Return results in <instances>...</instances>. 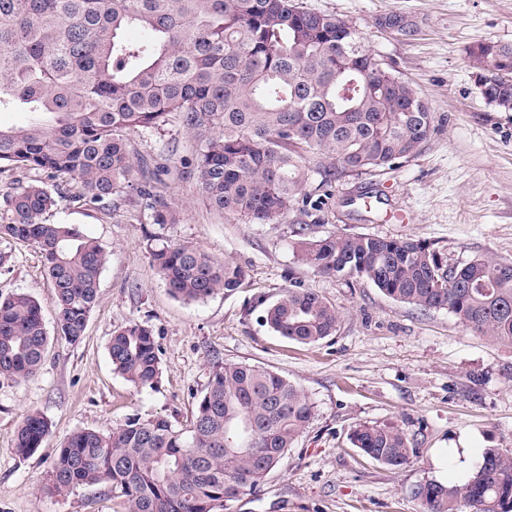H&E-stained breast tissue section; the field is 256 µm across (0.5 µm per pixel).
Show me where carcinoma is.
Wrapping results in <instances>:
<instances>
[{"instance_id": "cac0c4a2", "label": "carcinoma", "mask_w": 512, "mask_h": 512, "mask_svg": "<svg viewBox=\"0 0 512 512\" xmlns=\"http://www.w3.org/2000/svg\"><path fill=\"white\" fill-rule=\"evenodd\" d=\"M136 27L142 39L130 41ZM474 62L512 69V45L479 42ZM484 98L512 110V82L489 81ZM33 115L0 127V173H35L3 195L0 239L34 244L54 286L58 332L79 342L98 300L108 252L76 226L50 220L56 205L42 177L73 182L93 206L132 187L143 211L166 224L158 169L134 160L127 131L158 133L175 114L195 143L200 189L220 212L252 224L277 221L299 204L314 175L330 188L336 170L376 173L415 156L434 131L417 90L387 69L346 20L302 0H0V109ZM326 154L335 170L311 165ZM293 251L318 275L371 283L420 311L445 310L469 331L512 341V262L453 261L425 240L336 234L303 227ZM157 275L177 297L200 301L241 287L245 270L192 243L150 248ZM277 334L312 344L336 333L339 311L316 290L290 285L264 309ZM48 345L41 304L0 297V379L36 376ZM112 370L137 389L161 375L153 330L130 323L112 333ZM314 415L310 398L258 365L210 372L190 423L129 417L108 431L79 429L55 450L46 483L66 496L105 485L126 512H225L256 493ZM51 423L27 414L16 452L41 447ZM365 457L392 467L417 454L396 424H359L350 434ZM420 512H512V455L487 448L464 483L413 487Z\"/></svg>"}]
</instances>
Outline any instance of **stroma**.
<instances>
[{
    "instance_id": "stroma-1",
    "label": "stroma",
    "mask_w": 512,
    "mask_h": 512,
    "mask_svg": "<svg viewBox=\"0 0 512 512\" xmlns=\"http://www.w3.org/2000/svg\"><path fill=\"white\" fill-rule=\"evenodd\" d=\"M354 26L366 46L409 81L434 116L435 130L407 162L373 174L337 176L319 209L297 207L271 224H251L213 210L185 167L194 142L180 118L159 133L128 131L137 153L162 172L156 190L174 220L150 224L136 193L103 210L66 185L58 220L76 225L110 253L97 305L80 342L57 334L54 288L37 247L0 241V296L37 299L48 334L31 381H0V512H125L105 486L48 494L56 448L78 429L106 432L132 416L189 424L214 364L267 368L297 385L314 415L259 493L231 512H419V483L461 482L484 449L512 453V342L466 330L447 311L422 312L372 284L320 276L298 263L297 231L414 238L447 247L450 257L512 262V111L482 96L470 48L512 45V0H303ZM385 15L409 20L408 35L379 26ZM189 242L245 268L230 294L201 301L174 297L156 274L151 241ZM312 288L336 307L335 335L312 344L288 340L262 320L264 307L289 285ZM149 325L160 349L155 389L137 390L112 371L113 331ZM52 424L29 457L14 447L23 417ZM361 423L397 424L419 454L394 468L366 459L349 441Z\"/></svg>"
}]
</instances>
